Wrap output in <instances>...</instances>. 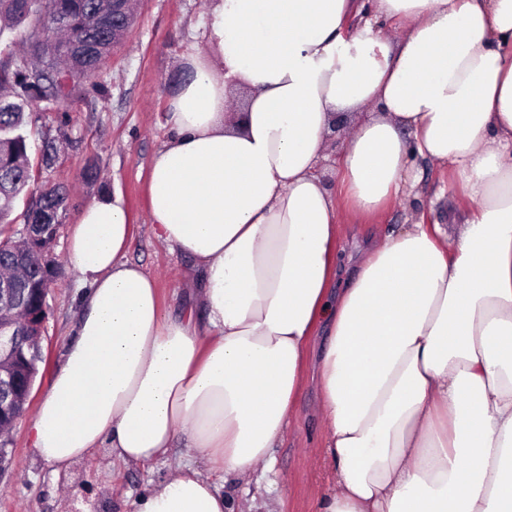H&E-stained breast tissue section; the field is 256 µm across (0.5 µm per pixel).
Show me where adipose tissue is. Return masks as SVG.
<instances>
[{"label": "adipose tissue", "instance_id": "ef3b65f1", "mask_svg": "<svg viewBox=\"0 0 512 512\" xmlns=\"http://www.w3.org/2000/svg\"><path fill=\"white\" fill-rule=\"evenodd\" d=\"M372 6L406 22L400 39L345 36L353 0H209L148 181L154 236L201 286L163 318L125 257L123 198L82 209L74 334L29 427L56 472L96 448L145 466L180 443L207 471L182 465L135 512H254L214 477L271 459L320 324L318 512H512V0ZM370 105L331 192L325 136ZM413 153L453 165L467 224L453 240L404 226L334 289L338 199L379 211Z\"/></svg>", "mask_w": 512, "mask_h": 512}]
</instances>
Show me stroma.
Instances as JSON below:
<instances>
[{
	"instance_id": "stroma-1",
	"label": "stroma",
	"mask_w": 512,
	"mask_h": 512,
	"mask_svg": "<svg viewBox=\"0 0 512 512\" xmlns=\"http://www.w3.org/2000/svg\"><path fill=\"white\" fill-rule=\"evenodd\" d=\"M206 2L138 0L135 22L123 44L110 51L98 71L80 80L72 97L52 110H38L29 129L33 180L28 197L17 201L14 217H21L29 197L46 189L64 187L70 193L53 248L58 274L48 295L45 361L33 402H40L72 337L80 290L69 241L80 210L95 198L105 194L124 198L132 222L126 257L155 277L163 314L179 317L192 301L191 288L198 275L187 257L170 254L154 238L146 187L151 159L168 137V102L184 76L186 57L203 38ZM47 138L65 143L48 167L39 160ZM413 175L414 195L392 200L375 216H361L341 206L337 227L341 267L356 262L372 239L397 233L406 224H444L449 237H456L472 203L450 169L420 160ZM318 404V392L307 380L271 465L259 467L251 485L228 480L226 492L235 497L254 494L270 512H318L319 500L329 488L320 465L325 430ZM27 429V420H20L8 441L12 463L0 474V512H133L134 501L174 474L186 459L185 449L178 448L169 460L128 467L99 448L58 474L36 456Z\"/></svg>"
}]
</instances>
